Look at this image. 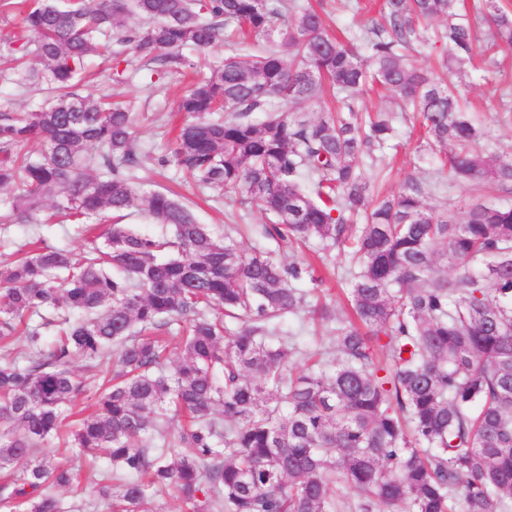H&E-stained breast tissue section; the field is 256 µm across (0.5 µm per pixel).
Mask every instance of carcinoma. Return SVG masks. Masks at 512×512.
I'll list each match as a JSON object with an SVG mask.
<instances>
[{
	"label": "carcinoma",
	"mask_w": 512,
	"mask_h": 512,
	"mask_svg": "<svg viewBox=\"0 0 512 512\" xmlns=\"http://www.w3.org/2000/svg\"><path fill=\"white\" fill-rule=\"evenodd\" d=\"M475 12L491 30L486 49L511 51L512 10L479 0ZM381 13L366 60L358 37L329 35L321 12L285 0H35L0 39V55H33L54 92L36 111L0 113V205L15 222L52 207L87 224L139 205L172 229L113 223L104 247L79 258L40 246L0 265V347L30 354L0 361V470L20 467L1 507L67 512L59 491L72 472L36 452L82 391L78 357L105 373L96 412L70 438L108 462L94 480L101 512H153L170 490L189 512H512V207L469 204L457 222L415 179L374 196L365 165L398 116L355 117L376 84L413 105L425 146L458 181L512 190V156L479 148L459 91L483 37L459 0H382ZM437 20L448 56L434 78L403 50ZM275 31L288 57L243 53ZM221 42L222 65L180 96L186 120L158 157L135 150L128 105L74 92L93 54L173 75L194 67L186 49ZM328 89L346 111L300 115ZM150 159L255 202L269 239L343 251L352 315L310 305L297 283L321 282L314 266L245 253L163 192L136 203L129 172ZM307 307L334 354L309 353L295 373L304 351L280 324ZM179 415L190 423L173 434ZM172 448L188 454L172 460Z\"/></svg>",
	"instance_id": "cac0c4a2"
}]
</instances>
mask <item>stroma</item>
<instances>
[{
    "mask_svg": "<svg viewBox=\"0 0 512 512\" xmlns=\"http://www.w3.org/2000/svg\"><path fill=\"white\" fill-rule=\"evenodd\" d=\"M329 32L344 30H368L378 26L382 18L378 11L354 13L345 7L343 0H320ZM90 75L77 91L79 94L95 96L108 94L112 97L133 101L139 139L137 150L154 155L164 152L172 136L174 126L181 117L175 107L183 91L178 79H158V92H150L144 74L132 78L118 79L110 62L94 56L89 60ZM466 96L471 103L474 119L482 125L485 134L481 141L484 151L499 155L512 154V52H501L495 65L478 66L467 87ZM357 112L391 111L398 113L395 135L390 149L377 165L367 167L366 177L376 192L395 194L400 192L410 178L429 183L426 195L429 206L447 210L455 220H463L466 204L491 200L504 206H512V192H487L470 185L460 186L449 172L439 171L438 165L413 128L412 112L406 111L399 100L370 92L360 98ZM134 183L140 191L149 192L165 188L175 191L189 200L199 223L208 225L215 232H224L228 226L239 225L241 232L235 235V243L243 250L265 248L276 252L287 263L303 264L320 253L318 242L312 241L300 249L277 244L265 238L261 227L264 215L250 203H240L224 198L214 190H203L172 169H138L134 172ZM41 238L45 245L62 248L72 253H81L86 243V234L81 225L53 222L48 224H7L0 221V261L10 258L17 249L32 237ZM320 272L324 282L319 295L320 302L344 311L343 290L350 279V269L345 256L331 251Z\"/></svg>",
    "mask_w": 512,
    "mask_h": 512,
    "instance_id": "1",
    "label": "stroma"
}]
</instances>
